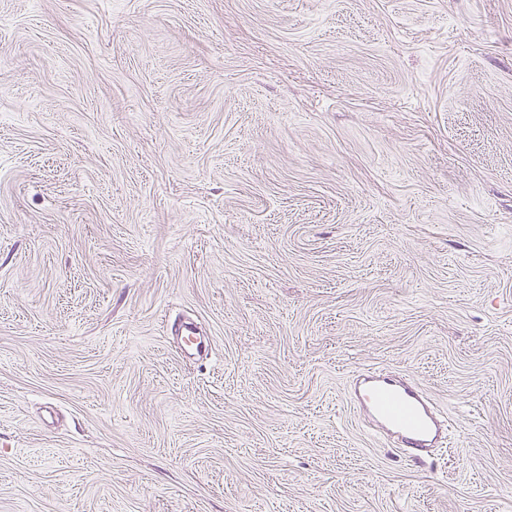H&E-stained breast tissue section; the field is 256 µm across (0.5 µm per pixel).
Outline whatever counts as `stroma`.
<instances>
[{"mask_svg":"<svg viewBox=\"0 0 512 512\" xmlns=\"http://www.w3.org/2000/svg\"><path fill=\"white\" fill-rule=\"evenodd\" d=\"M0 512H512V0H0ZM349 400L367 429L414 464L448 440V420L414 379L368 368L353 374Z\"/></svg>","mask_w":512,"mask_h":512,"instance_id":"stroma-1","label":"stroma"}]
</instances>
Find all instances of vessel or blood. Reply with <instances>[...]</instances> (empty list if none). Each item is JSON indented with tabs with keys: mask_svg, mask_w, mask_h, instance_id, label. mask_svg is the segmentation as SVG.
Here are the masks:
<instances>
[{
	"mask_svg": "<svg viewBox=\"0 0 512 512\" xmlns=\"http://www.w3.org/2000/svg\"><path fill=\"white\" fill-rule=\"evenodd\" d=\"M349 400L367 429L415 464L445 447L448 420L414 379L368 368L353 374Z\"/></svg>",
	"mask_w": 512,
	"mask_h": 512,
	"instance_id": "1",
	"label": "vessel or blood"
}]
</instances>
